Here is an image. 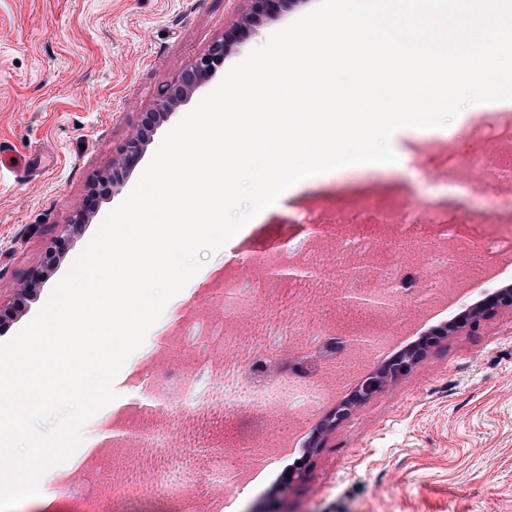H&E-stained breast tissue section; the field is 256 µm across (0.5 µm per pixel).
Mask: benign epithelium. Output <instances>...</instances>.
<instances>
[{
	"label": "benign epithelium",
	"mask_w": 512,
	"mask_h": 512,
	"mask_svg": "<svg viewBox=\"0 0 512 512\" xmlns=\"http://www.w3.org/2000/svg\"><path fill=\"white\" fill-rule=\"evenodd\" d=\"M251 8L237 25L236 32L244 35L252 30L251 17L254 15L274 14L280 8L283 0H250ZM224 56V41L215 40L209 46L207 52L198 57L187 69L182 71L170 84L166 85L159 93L158 99L151 111L145 113L142 120L143 129L130 136L119 149L116 163L124 166L134 162L142 153L144 140V127H153L164 117L172 114L176 103L193 90L211 71L213 62ZM116 176L102 175L89 187V195L83 206L75 211L69 222L62 225L59 230L60 237L71 235L76 228L86 221V218L96 201L109 195ZM342 303L347 308H367L374 312L379 307H387V303L380 296L362 291L347 289L341 296ZM498 309H512V290L509 288L498 289L489 294L481 303L477 304L471 313L458 325H450L444 333L456 332L459 327L474 326L481 319L495 313ZM436 344V337L423 338L417 347L394 357L390 363L374 378L364 382L354 396L333 409L329 420L332 423L339 422L350 414L351 408L366 401L374 393L381 390L388 383L407 374L413 367L418 357L431 346Z\"/></svg>",
	"instance_id": "1"
}]
</instances>
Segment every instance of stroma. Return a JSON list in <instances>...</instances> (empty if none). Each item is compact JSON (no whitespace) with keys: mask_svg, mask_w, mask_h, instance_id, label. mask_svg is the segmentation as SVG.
I'll list each match as a JSON object with an SVG mask.
<instances>
[{"mask_svg":"<svg viewBox=\"0 0 512 512\" xmlns=\"http://www.w3.org/2000/svg\"><path fill=\"white\" fill-rule=\"evenodd\" d=\"M315 4L285 0L254 33L231 40L247 0H0V141L26 160L0 173V342L44 306L164 135L252 48ZM222 38L223 63L149 133L139 160L88 223L59 239L60 225L83 204L90 184L111 172L159 91ZM439 144L460 160L482 159L492 174L506 165L500 148L467 126ZM393 145L409 155L408 171H353L287 197L281 210L214 253L204 264L206 279L159 319V338L184 312L208 313L209 294L225 273L257 275L260 258L291 238L320 244L341 232L338 224L303 223L307 210L357 214L376 211L383 200L423 204L426 234L436 242L443 227L467 235L474 218L512 213L511 185L474 181L453 190L426 160L430 140L400 132ZM113 388L125 403L112 420L153 421L139 397L143 384L120 374ZM297 461L286 485L276 483L277 462L248 491L231 494L230 503L248 512L275 495L292 512H512V311L440 339L408 375L323 428Z\"/></svg>","mask_w":512,"mask_h":512,"instance_id":"35a3bbf8","label":"stroma"}]
</instances>
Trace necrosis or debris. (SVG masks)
Instances as JSON below:
<instances>
[{"mask_svg":"<svg viewBox=\"0 0 512 512\" xmlns=\"http://www.w3.org/2000/svg\"><path fill=\"white\" fill-rule=\"evenodd\" d=\"M381 242L380 234L362 229L320 248L306 247L301 238L289 241L272 262L311 269L313 276L289 281L278 310L260 318L255 301L276 296L272 281L225 275L224 290L212 301L214 314L178 332L174 346L184 351L186 364L154 363L146 369L144 379L158 409L152 425H132L133 447L108 449L83 483L65 479L62 490L80 499L84 512H97L104 499L111 500L113 512H128L129 505L149 499L175 503L176 512H224L222 496L205 505L194 498L198 479L232 490L229 473L250 464L251 453L282 440L281 432L269 428L275 416L287 418L298 431L316 406L336 396L330 378L341 359L333 345L344 329L318 312L339 290L338 273L351 272L361 286L393 292L413 307L431 300L423 272L447 269V251L432 247L422 265L393 260L377 271L369 262ZM474 243L487 254H511L512 221L499 217L455 240L461 253ZM245 314L252 317L248 327L232 329ZM242 411L251 416L242 456L218 452L219 425Z\"/></svg>","mask_w":512,"mask_h":512,"instance_id":"4bbe7bcc","label":"necrosis or debris"}]
</instances>
